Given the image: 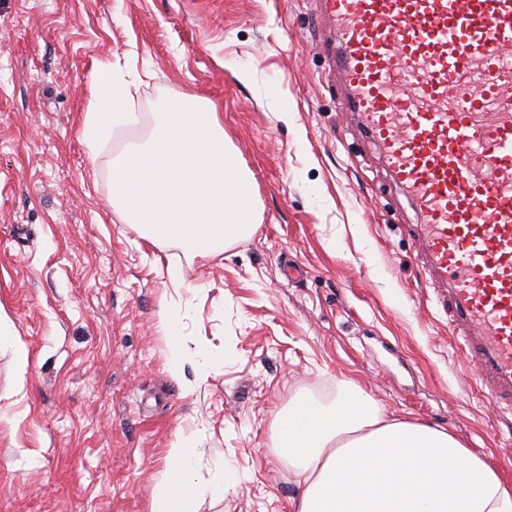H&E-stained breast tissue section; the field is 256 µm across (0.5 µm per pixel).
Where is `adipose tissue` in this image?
I'll list each match as a JSON object with an SVG mask.
<instances>
[{"label": "adipose tissue", "mask_w": 512, "mask_h": 512, "mask_svg": "<svg viewBox=\"0 0 512 512\" xmlns=\"http://www.w3.org/2000/svg\"><path fill=\"white\" fill-rule=\"evenodd\" d=\"M128 84L111 70L96 78L81 135L99 152L120 127L137 125L126 111ZM276 446L302 492L294 512H512V484L472 455L445 430L385 418L358 386L338 402L294 398L275 425ZM197 450L181 436L167 454V469L152 512H194L205 492L221 493L233 476L218 470L194 478Z\"/></svg>", "instance_id": "adipose-tissue-1"}]
</instances>
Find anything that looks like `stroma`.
<instances>
[{
    "instance_id": "1",
    "label": "stroma",
    "mask_w": 512,
    "mask_h": 512,
    "mask_svg": "<svg viewBox=\"0 0 512 512\" xmlns=\"http://www.w3.org/2000/svg\"><path fill=\"white\" fill-rule=\"evenodd\" d=\"M327 34L316 0H0V512H150L181 434L197 479L239 476L197 512H291L275 416L351 380L512 483V413L456 352L414 213L326 77ZM105 65L145 118L95 156L81 126ZM189 96L223 113L256 218L196 256L112 205L113 159ZM167 305L221 359L203 385L166 367Z\"/></svg>"
}]
</instances>
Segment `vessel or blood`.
<instances>
[{"instance_id": "obj_1", "label": "vessel or blood", "mask_w": 512, "mask_h": 512, "mask_svg": "<svg viewBox=\"0 0 512 512\" xmlns=\"http://www.w3.org/2000/svg\"><path fill=\"white\" fill-rule=\"evenodd\" d=\"M459 357L512 410V0H318Z\"/></svg>"}]
</instances>
